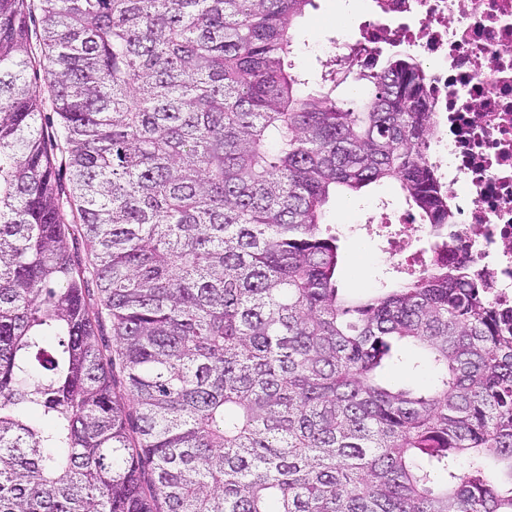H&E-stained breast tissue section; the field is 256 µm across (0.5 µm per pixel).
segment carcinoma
Here are the masks:
<instances>
[{
	"label": "carcinoma",
	"instance_id": "cac0c4a2",
	"mask_svg": "<svg viewBox=\"0 0 512 512\" xmlns=\"http://www.w3.org/2000/svg\"><path fill=\"white\" fill-rule=\"evenodd\" d=\"M310 6L0 0V512H512V314L445 256L423 71L309 88ZM386 181L427 266L349 299L326 208ZM386 379L396 385H404L413 383L417 386L427 385L430 381V375L428 371H424L420 377H416L415 374L410 371L405 364L393 365L385 374Z\"/></svg>",
	"mask_w": 512,
	"mask_h": 512
}]
</instances>
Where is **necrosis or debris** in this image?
Listing matches in <instances>:
<instances>
[{"label": "necrosis or debris", "instance_id": "4bbe7bcc", "mask_svg": "<svg viewBox=\"0 0 512 512\" xmlns=\"http://www.w3.org/2000/svg\"><path fill=\"white\" fill-rule=\"evenodd\" d=\"M359 69L384 51L406 53L425 69L433 114L428 156L448 195V257L467 261L492 302L512 309V0H385L356 42ZM389 265L417 272L428 225L399 211Z\"/></svg>", "mask_w": 512, "mask_h": 512}]
</instances>
